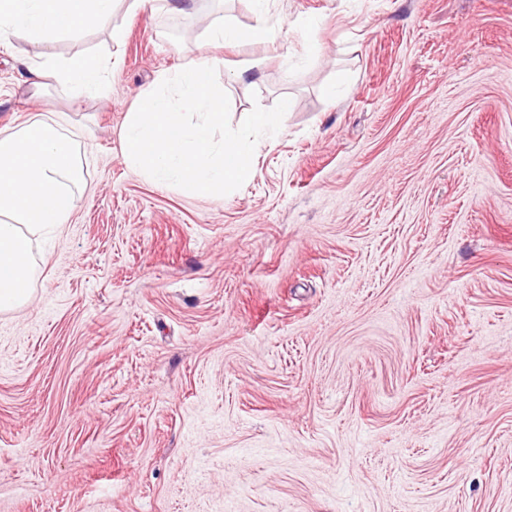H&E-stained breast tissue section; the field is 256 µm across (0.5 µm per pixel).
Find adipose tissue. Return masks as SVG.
<instances>
[{
    "instance_id": "ef3b65f1",
    "label": "adipose tissue",
    "mask_w": 512,
    "mask_h": 512,
    "mask_svg": "<svg viewBox=\"0 0 512 512\" xmlns=\"http://www.w3.org/2000/svg\"><path fill=\"white\" fill-rule=\"evenodd\" d=\"M117 0H0V38L19 36L44 44L111 19ZM107 59L95 55L31 66L32 85L66 89L71 105L111 94ZM77 130L64 112L0 128V312L28 303L36 263L32 238L61 229L85 183L75 144Z\"/></svg>"
}]
</instances>
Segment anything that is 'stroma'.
Masks as SVG:
<instances>
[{"label": "stroma", "mask_w": 512, "mask_h": 512, "mask_svg": "<svg viewBox=\"0 0 512 512\" xmlns=\"http://www.w3.org/2000/svg\"><path fill=\"white\" fill-rule=\"evenodd\" d=\"M266 8L214 50L264 60L230 123L290 110L220 198L138 176L121 135L250 0L0 42V128L67 108L29 83L44 53L117 62L72 115L86 189L0 313V512H512V0Z\"/></svg>", "instance_id": "obj_1"}]
</instances>
